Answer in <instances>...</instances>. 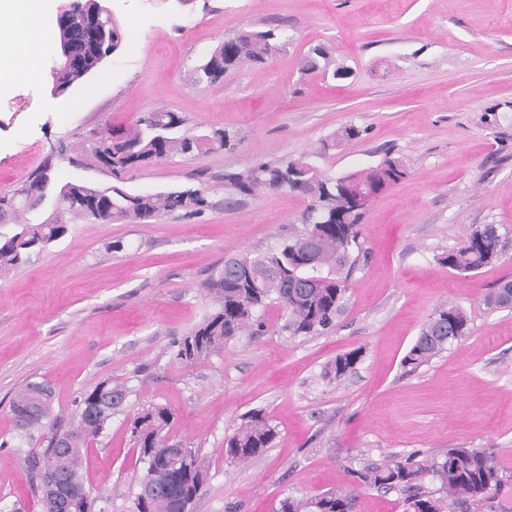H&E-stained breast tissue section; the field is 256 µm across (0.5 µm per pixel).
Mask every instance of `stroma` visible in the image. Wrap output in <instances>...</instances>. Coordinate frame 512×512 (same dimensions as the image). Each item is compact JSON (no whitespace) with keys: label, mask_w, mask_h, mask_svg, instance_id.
Masks as SVG:
<instances>
[{"label":"stroma","mask_w":512,"mask_h":512,"mask_svg":"<svg viewBox=\"0 0 512 512\" xmlns=\"http://www.w3.org/2000/svg\"><path fill=\"white\" fill-rule=\"evenodd\" d=\"M123 35L101 74L59 114L52 56L39 80L0 93V191L39 166L54 182L120 185L132 194L199 189L211 206L149 224L73 221L67 234L0 276V512H41L26 457L46 432L19 430L11 400L30 382L53 391L68 428L75 400L109 379L127 396L107 430L84 448L93 495L125 512L143 470L130 424L151 404L177 416L175 439L205 460L209 479L191 512H275L285 495L344 487L356 512H404L399 492L357 485L365 465L414 452L442 457L482 448L512 474V311L485 294L512 279V0H109ZM274 31L280 48L214 85L192 70L225 38ZM323 47L346 79L305 74ZM180 113L194 132L225 128L233 149L176 156L114 180L87 149L91 134L155 110ZM353 126L339 147L330 137ZM399 159L406 174L359 217L345 267L347 291L331 329L291 335L277 302L260 331L186 363L177 340L216 308L205 287L226 257L264 253L303 234L306 197L243 192L226 182L258 164L309 158L341 177ZM480 224L501 225L497 262L459 273L439 259ZM122 242L114 250L113 242ZM463 307L466 336L417 369L402 359L438 307ZM358 349L353 372L325 376ZM278 431L245 463L224 458V438L253 411Z\"/></svg>","instance_id":"35a3bbf8"}]
</instances>
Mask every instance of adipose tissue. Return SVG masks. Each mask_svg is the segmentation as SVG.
I'll list each match as a JSON object with an SVG mask.
<instances>
[{"mask_svg":"<svg viewBox=\"0 0 512 512\" xmlns=\"http://www.w3.org/2000/svg\"><path fill=\"white\" fill-rule=\"evenodd\" d=\"M44 7L45 0H0V83L37 79L36 60L54 41L52 29L35 23Z\"/></svg>","mask_w":512,"mask_h":512,"instance_id":"ef3b65f1","label":"adipose tissue"}]
</instances>
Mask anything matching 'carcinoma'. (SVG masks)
Here are the masks:
<instances>
[{"instance_id":"cac0c4a2","label":"carcinoma","mask_w":512,"mask_h":512,"mask_svg":"<svg viewBox=\"0 0 512 512\" xmlns=\"http://www.w3.org/2000/svg\"><path fill=\"white\" fill-rule=\"evenodd\" d=\"M94 8L93 0L72 3L75 30L84 26L85 12ZM274 39L275 34L270 30L255 32L241 50L216 48L190 74L191 84H211L228 70L246 63L265 62L276 50ZM78 47L82 65L59 70L53 77L64 94L104 66L102 52L81 41ZM322 59H327V54L319 48L312 49L301 61L302 71L314 73L322 69ZM234 141L235 133L225 129L195 134L182 115L162 110L141 116L128 128H107L93 133L90 151L97 158L100 152L112 149L109 170L120 180L126 172L143 165L186 156L191 150L222 151ZM308 164L306 158L261 163L246 182L238 176H228L230 183L242 189L268 186L310 197V208L319 223L309 225L304 234L278 250L227 257L206 283L218 308L179 343L178 358L193 361L222 351L227 342L253 328L255 311L272 299L282 302L287 311L285 329L293 334H317L333 325L346 291L340 271L350 262L352 247L358 245L359 213L355 212L348 190L352 177L333 179L317 170L302 179L301 170ZM404 175L402 163L387 159L384 166L361 173L360 179L377 192L397 183ZM110 190L112 218L129 223L177 211L200 214L209 206L206 196L197 189L151 195L131 194L118 186ZM99 192L101 189L79 181L60 186L45 204V209L56 214L53 224L47 223L43 213L35 219L29 218L33 210L10 206L0 193V218L10 215L17 226L12 233L0 232V275L29 263L33 256L65 236L67 221H97L98 213L88 199ZM498 230L496 224L474 227L440 262L461 273L477 272L496 262L500 249L495 247L491 236ZM484 303L491 310L512 309V279L501 281L484 296ZM468 322L463 308L439 307L422 326L402 365L416 369L428 362L449 343L464 336ZM360 358L359 349L336 356L326 376L336 381L344 378L355 369ZM125 395L124 386L106 379L76 399L73 422L68 428L72 448L68 465L76 477L74 490L78 493L89 492L80 471L82 448L88 438L104 433L112 420V410L122 404ZM11 411L29 413L28 428L38 429L50 418L52 393L42 383H29L13 397ZM173 423V412L155 404L144 408L131 422L132 439L141 459L147 462L139 484L154 480L159 467L175 469L171 460L160 459L151 464L148 458L152 449L164 447L171 439ZM277 437L278 432L268 419L254 412L225 438L224 456L232 462H246L271 447ZM206 473L207 465L195 455L191 471L182 473L179 489L169 490L162 485L146 503L136 495L128 512H182V500L197 495L196 481ZM356 477L363 486L401 492L410 512H450L457 504L480 505L496 498L512 481V475H505L492 456L480 448H450L441 458L426 456L418 460L414 455L404 460L394 458L382 465L368 466L356 472ZM355 509L356 496L345 489H336L312 496L288 495L280 500L278 512H355Z\"/></svg>"}]
</instances>
